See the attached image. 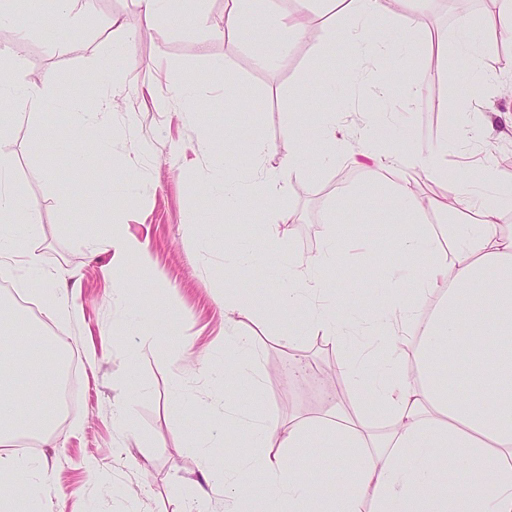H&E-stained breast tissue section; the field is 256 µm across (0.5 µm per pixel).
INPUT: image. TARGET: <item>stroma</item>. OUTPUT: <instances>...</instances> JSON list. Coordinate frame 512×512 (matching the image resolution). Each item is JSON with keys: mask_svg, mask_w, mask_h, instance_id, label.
I'll use <instances>...</instances> for the list:
<instances>
[{"mask_svg": "<svg viewBox=\"0 0 512 512\" xmlns=\"http://www.w3.org/2000/svg\"><path fill=\"white\" fill-rule=\"evenodd\" d=\"M467 2L464 11L448 0H433L421 12L405 11L395 0L390 4L378 35L394 48L362 66L405 74L422 86L415 97L399 84L378 97L347 81L352 58L342 31L349 19L341 13L334 22L313 24L311 38L292 39L288 52L259 66L240 40L215 34L224 0H205L202 22L182 29L147 23L130 0H97L94 15L76 22L62 47L44 24L48 0H22L15 8L11 31L27 36L28 77L49 73L54 80L44 113L15 109L7 116L12 133L0 141V151L13 159L16 191L40 206V231L29 246L54 275L60 295L80 311L76 320L51 314L39 280L29 281L18 296L62 340L77 379L76 406L52 439L37 447L23 441L17 448L39 457L49 472L46 512H180L195 502L201 461L190 443L212 424V395L225 393L252 416L271 411L284 419L356 404L348 377L327 395L310 384L312 374L339 353L314 332L298 330L281 307L277 292L287 265L263 267L256 283L225 263L226 250H249L271 227L266 220L252 223L248 202L219 208L209 193L225 171L238 168L237 157L216 162L208 138L241 128L240 113L224 107V72L232 70L245 89L251 120L273 146L260 160L264 169H281L294 150L292 120L315 123L328 114L337 133L351 137L366 116L386 137L409 134L419 152L440 153L448 174L415 178L419 199L447 195L449 177L461 170L482 189L486 168L512 175V94L505 90L512 73L503 69L512 58V40L488 26L494 0ZM462 16L475 27L481 70L464 98L456 95L454 77L470 71L469 56L425 43L434 34L452 39ZM113 18L121 28H109ZM406 29L419 34L417 46L401 42L399 33ZM317 70L335 72V82L311 86L307 99L298 101L295 88ZM105 74L114 80L116 105L99 129L112 150L104 156L88 151L86 172H76L67 137L70 117L55 104L88 97ZM186 83L206 89L200 106L190 107L180 96ZM156 95L170 100L168 111L154 110ZM449 100L454 108H446ZM455 126L481 135L452 140L448 131ZM47 127L53 139H44ZM286 180L288 189L276 204L284 219L278 227L284 249L317 254L331 226L341 224L363 242V249L337 258L328 286L337 310L360 311V327L369 331L363 313L386 283L387 263L405 225L402 217L367 210L361 201L390 191L394 176L346 159L312 163ZM79 196L100 198V208L77 212L71 201ZM116 219L145 243L149 264L130 261L113 271L106 244L94 252L83 245L86 230ZM120 288L143 293L157 311L154 322L141 323L132 304L118 299ZM246 293L267 301L265 309L235 318L238 334L252 337L256 347L257 395L223 376L230 352L222 340L224 300ZM18 297L8 293L0 300L10 306ZM288 334L294 337L289 346L282 342ZM119 403L129 408L126 434L112 424ZM101 473L111 482L105 492L96 483Z\"/></svg>", "mask_w": 512, "mask_h": 512, "instance_id": "obj_1", "label": "stroma"}]
</instances>
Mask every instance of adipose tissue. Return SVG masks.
Listing matches in <instances>:
<instances>
[{"label": "adipose tissue", "instance_id": "adipose-tissue-1", "mask_svg": "<svg viewBox=\"0 0 512 512\" xmlns=\"http://www.w3.org/2000/svg\"><path fill=\"white\" fill-rule=\"evenodd\" d=\"M132 2L146 21L181 28L198 18L202 0ZM340 2L351 20L345 37L356 50L363 55L385 50L372 34L386 0ZM217 32L245 40L262 63L278 49L272 34L298 37L304 26L273 0H225ZM24 43L17 37L0 56V68L13 70L9 83L0 84V101L39 112L50 81L27 79L19 65ZM112 102L104 85L76 102L72 138L90 135ZM289 133L299 148L285 158L283 172L249 174L256 204L268 209L287 188L284 172L309 164L310 146L321 147L323 158L331 160L356 153L350 138H336L321 126L297 124ZM360 138L378 169L400 174L389 195L366 198V207L407 216L397 246L400 258L389 268L390 301L373 304L387 319L373 348L380 357L373 397L353 414L337 405L313 418L270 414L250 425L231 404L214 399L212 407L225 425H248L252 451L225 468L215 461L223 435H199L193 447L202 475L222 497L225 512H512V229L498 222L501 211L512 209V182L490 171L487 182L496 194L488 201L461 175L451 181L446 199L429 200V208L451 206L471 216L448 227L456 253L451 262L431 247L430 233L413 209L415 191L408 177L417 168L439 170L438 155H420L411 138L388 142L368 127ZM12 170L11 158L0 154V273L11 272V259L20 258L22 273L15 283L21 287L47 273L29 247L39 231V207L15 191ZM354 244L332 234L319 254L292 256L291 274L279 289L285 310L303 312L310 331L340 348L351 320L320 297L337 254ZM463 293L471 300L465 314L458 306ZM429 296L434 302L425 314L418 303ZM404 344L413 347L422 366L418 376H410L400 355ZM59 361L49 339L33 329L18 333L13 346L0 352V471L5 474L0 512H45L46 469L13 449L21 439L42 443L52 437ZM375 415L386 421L385 431H372ZM321 440L335 449V467L297 470L294 457ZM451 467L462 468L466 477L447 486L440 474Z\"/></svg>", "mask_w": 512, "mask_h": 512}]
</instances>
